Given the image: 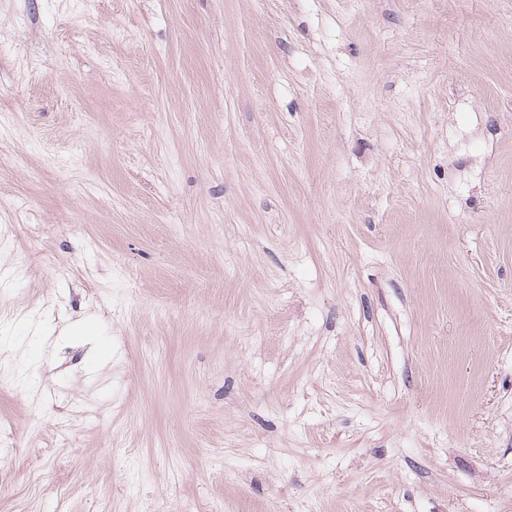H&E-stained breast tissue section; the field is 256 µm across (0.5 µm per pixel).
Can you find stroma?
Wrapping results in <instances>:
<instances>
[{
	"label": "stroma",
	"instance_id": "stroma-1",
	"mask_svg": "<svg viewBox=\"0 0 512 512\" xmlns=\"http://www.w3.org/2000/svg\"><path fill=\"white\" fill-rule=\"evenodd\" d=\"M0 512H512V0H0Z\"/></svg>",
	"mask_w": 512,
	"mask_h": 512
}]
</instances>
